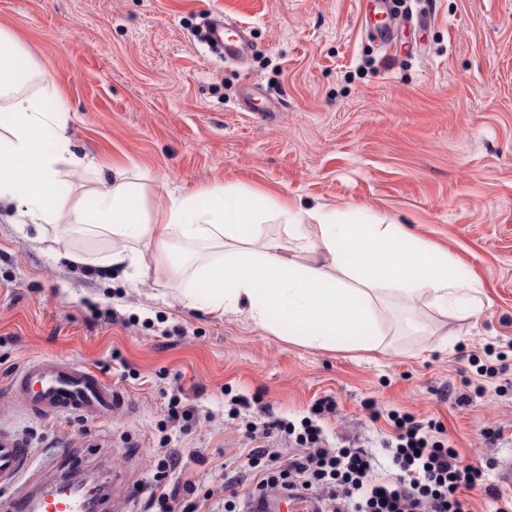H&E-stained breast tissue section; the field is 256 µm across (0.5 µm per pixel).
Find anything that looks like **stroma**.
Wrapping results in <instances>:
<instances>
[{"instance_id": "stroma-1", "label": "stroma", "mask_w": 512, "mask_h": 512, "mask_svg": "<svg viewBox=\"0 0 512 512\" xmlns=\"http://www.w3.org/2000/svg\"><path fill=\"white\" fill-rule=\"evenodd\" d=\"M420 52L384 50L365 32L361 0H0L12 30L62 90L70 202L116 172L143 187L149 211L169 195L223 186L303 208L366 212L447 250L474 280L478 316L441 315L428 301L386 297L384 336L332 348L257 328L246 314L185 306L167 276L131 282L104 263L110 241L77 235L92 264L57 252L56 226L0 212V430L31 448L29 475L90 467L107 455L125 486L150 492L161 448L185 476L247 493L242 430L226 394L259 397L297 422L329 395L330 440L376 445L390 411L442 422L467 462L512 454V395L494 386L469 403L467 355L505 351L512 379V0H434ZM224 14L248 26L257 52L224 61L198 37ZM279 100L264 121L243 111L249 87ZM93 367L123 392L112 417L30 414L12 388L32 359ZM196 407L192 428L165 424L170 396ZM492 426L502 440L489 444Z\"/></svg>"}]
</instances>
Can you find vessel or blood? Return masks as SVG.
Wrapping results in <instances>:
<instances>
[{
	"label": "vessel or blood",
	"mask_w": 512,
	"mask_h": 512,
	"mask_svg": "<svg viewBox=\"0 0 512 512\" xmlns=\"http://www.w3.org/2000/svg\"><path fill=\"white\" fill-rule=\"evenodd\" d=\"M374 22L372 36L378 44L391 46L400 30L425 27L432 17L431 9L419 10L410 16L398 13L393 0H372ZM246 27L229 28L223 16L212 18L204 33L209 49L223 52L225 58L236 59L246 55L251 45L246 38ZM26 408L38 415L51 417L61 413H77L86 418L100 419L124 405L125 398L111 383L95 370L83 365L53 358L31 360L13 381ZM30 450L19 438L0 433V489L13 486L28 468ZM41 479L28 482L25 494L9 500V512H87L88 494L73 487L48 496L43 492ZM323 512L319 500L311 494L282 492L270 498L249 501L245 512Z\"/></svg>",
	"instance_id": "obj_1"
}]
</instances>
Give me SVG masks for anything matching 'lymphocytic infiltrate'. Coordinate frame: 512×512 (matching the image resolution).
Returning a JSON list of instances; mask_svg holds the SVG:
<instances>
[{"label":"lymphocytic infiltrate","mask_w":512,"mask_h":512,"mask_svg":"<svg viewBox=\"0 0 512 512\" xmlns=\"http://www.w3.org/2000/svg\"><path fill=\"white\" fill-rule=\"evenodd\" d=\"M332 397L317 399L310 417L301 424L273 416L269 405L254 406L247 397L230 399L231 418H245L244 435L251 445L247 454L255 472L250 497L268 492L302 489L322 500L328 512H470L464 493L483 486L496 502V512H512L503 505L500 490L485 484L481 464L466 462L444 438L440 422H421L410 414L389 413L393 428L381 442L382 453L356 446L332 447L317 424L319 416L333 413ZM264 415L263 423L253 414ZM295 443L299 451L282 457L271 448L272 434ZM179 458L163 456L154 474L156 489L150 492L144 512H202L209 494H198L192 481L169 488L168 477Z\"/></svg>","instance_id":"1"}]
</instances>
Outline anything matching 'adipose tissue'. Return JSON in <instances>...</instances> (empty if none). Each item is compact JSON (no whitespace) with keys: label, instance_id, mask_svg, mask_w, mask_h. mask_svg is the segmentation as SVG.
<instances>
[{"label":"adipose tissue","instance_id":"ef3b65f1","mask_svg":"<svg viewBox=\"0 0 512 512\" xmlns=\"http://www.w3.org/2000/svg\"><path fill=\"white\" fill-rule=\"evenodd\" d=\"M66 112L55 85L39 82L31 54L0 26V205L15 206L24 223L69 217L60 247H68L73 233L109 238L119 244L113 262L138 270L152 266L174 280L191 274L194 285L181 295L185 305L243 311L260 329L276 333L285 326L320 347L356 336L375 348L377 303L387 295L427 300L443 314L455 309L472 316L484 309L447 252L378 217L365 221L314 209L304 215L318 228L312 239L291 206L219 186L170 198L152 214L138 186L121 177L103 183L89 202L69 205L61 168L80 159L60 147ZM265 215L284 218L288 237L310 253L308 262L264 240ZM179 243L191 246L193 270L174 260Z\"/></svg>","mask_w":512,"mask_h":512}]
</instances>
